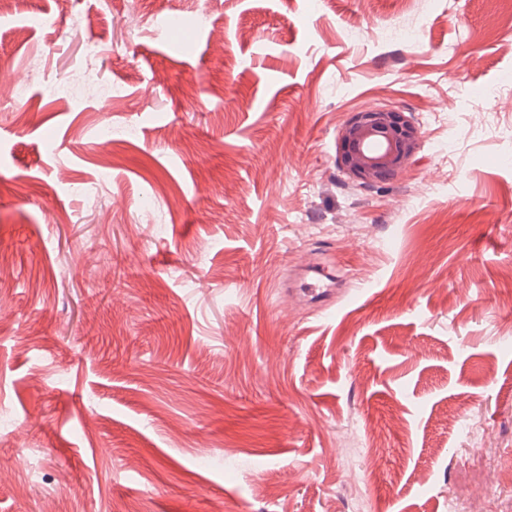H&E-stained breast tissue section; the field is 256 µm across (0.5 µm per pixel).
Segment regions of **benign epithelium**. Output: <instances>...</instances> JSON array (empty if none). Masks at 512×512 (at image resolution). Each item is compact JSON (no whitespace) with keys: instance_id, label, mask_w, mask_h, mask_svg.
<instances>
[{"instance_id":"benign-epithelium-1","label":"benign epithelium","mask_w":512,"mask_h":512,"mask_svg":"<svg viewBox=\"0 0 512 512\" xmlns=\"http://www.w3.org/2000/svg\"><path fill=\"white\" fill-rule=\"evenodd\" d=\"M419 129L402 112L376 108L353 113L340 133V164L363 186L403 172L419 145Z\"/></svg>"}]
</instances>
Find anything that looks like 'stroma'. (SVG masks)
I'll use <instances>...</instances> for the list:
<instances>
[{
	"mask_svg": "<svg viewBox=\"0 0 512 512\" xmlns=\"http://www.w3.org/2000/svg\"><path fill=\"white\" fill-rule=\"evenodd\" d=\"M54 10L0 18V512H512V0ZM92 40L111 98L45 96ZM419 138V129L404 113L383 108L354 112L339 133L340 164L360 185L385 182L407 168ZM331 287L332 284L324 280L322 273L315 266H309L303 270L297 291L310 299H318L323 297Z\"/></svg>",
	"mask_w": 512,
	"mask_h": 512,
	"instance_id": "obj_1",
	"label": "stroma"
}]
</instances>
